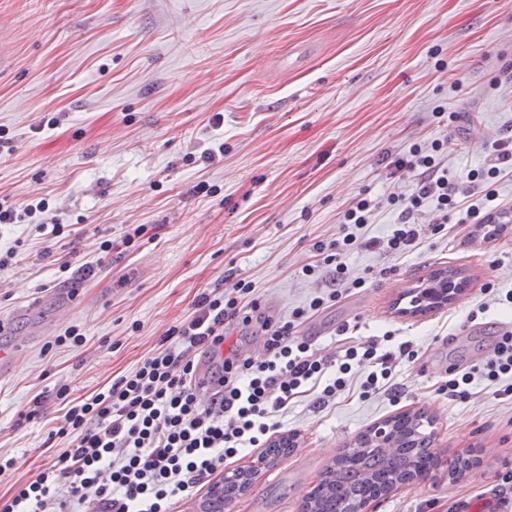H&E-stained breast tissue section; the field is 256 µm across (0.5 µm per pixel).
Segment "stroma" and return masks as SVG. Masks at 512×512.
<instances>
[{
    "label": "stroma",
    "instance_id": "stroma-1",
    "mask_svg": "<svg viewBox=\"0 0 512 512\" xmlns=\"http://www.w3.org/2000/svg\"><path fill=\"white\" fill-rule=\"evenodd\" d=\"M509 135L512 0H0V199L44 197L61 229L0 226V252H17L0 316L35 336L0 377V453L16 460L0 495L66 448L56 390L86 396L134 371L198 293L242 279L272 320L304 306L329 273L314 245L341 238L353 199L412 190L384 157L443 141L449 178L478 205L467 174ZM417 222L409 253L353 245L342 260L363 287L295 328L328 356L343 326L352 342L380 340L392 389L295 400L279 433L296 448L272 464L258 449L235 457L256 476L228 512H299L360 433L420 408L436 447L478 464L453 484L395 488L373 512H497L512 397L479 378L452 397L448 382L482 366L512 321L491 296L512 289V221L493 238L431 212ZM446 267L465 292L424 315L397 310L399 282ZM65 283L82 307L63 309ZM73 328L84 344L56 345ZM405 341L414 358L398 355Z\"/></svg>",
    "mask_w": 512,
    "mask_h": 512
}]
</instances>
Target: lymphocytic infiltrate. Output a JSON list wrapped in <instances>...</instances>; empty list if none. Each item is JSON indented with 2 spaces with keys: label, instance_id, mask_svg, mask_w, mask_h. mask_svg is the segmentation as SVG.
<instances>
[{
  "label": "lymphocytic infiltrate",
  "instance_id": "lymphocytic-infiltrate-1",
  "mask_svg": "<svg viewBox=\"0 0 512 512\" xmlns=\"http://www.w3.org/2000/svg\"><path fill=\"white\" fill-rule=\"evenodd\" d=\"M442 149L439 142L428 153L415 146L409 158L394 160L396 171L418 174L419 180L411 193L389 195L397 217L385 238H361L378 202L359 197L350 204L341 217L342 240L314 245L325 263L334 265L337 287L295 309L289 321L263 322L261 355L246 357L231 348L219 357V389L209 403H201L193 389L192 351L225 342L226 328L252 323L258 304L242 280L219 294H198L194 315L170 329L135 371L106 389L74 399L59 389V397L68 400L59 433L69 437V445L10 497H0V512H172L178 497L223 470L227 459L262 447L265 436L279 429L278 415L291 400L316 388L321 401L329 402L346 390L356 368L366 374L365 390L389 380L394 354L380 352L378 340L341 341L335 358L328 359L293 329L296 321L335 300L340 284L362 287V279H347L337 250L361 241L402 255L421 238L417 212L430 206L444 220L462 211L464 201L441 168ZM505 375L512 376V331L498 337L480 374L449 380L448 392L458 394L478 376L495 382Z\"/></svg>",
  "mask_w": 512,
  "mask_h": 512
}]
</instances>
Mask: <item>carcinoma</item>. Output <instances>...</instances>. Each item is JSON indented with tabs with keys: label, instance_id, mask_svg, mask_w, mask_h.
I'll return each mask as SVG.
<instances>
[{
	"label": "carcinoma",
	"instance_id": "cac0c4a2",
	"mask_svg": "<svg viewBox=\"0 0 512 512\" xmlns=\"http://www.w3.org/2000/svg\"><path fill=\"white\" fill-rule=\"evenodd\" d=\"M459 272L438 269L429 275L430 287L448 291L453 299L460 288L454 285ZM390 439L382 444L368 432L357 440V447L337 457L323 473L321 481L304 497L302 512H356L360 504L378 496L385 488L406 485L448 472V481L465 478L475 461L462 456L448 458L434 447L432 420L423 411L404 412L388 420ZM282 437L265 449L264 457L277 460L292 452ZM255 472L236 470L224 477L220 489L210 490L203 512H224L225 507L243 495L253 483Z\"/></svg>",
	"mask_w": 512,
	"mask_h": 512
}]
</instances>
